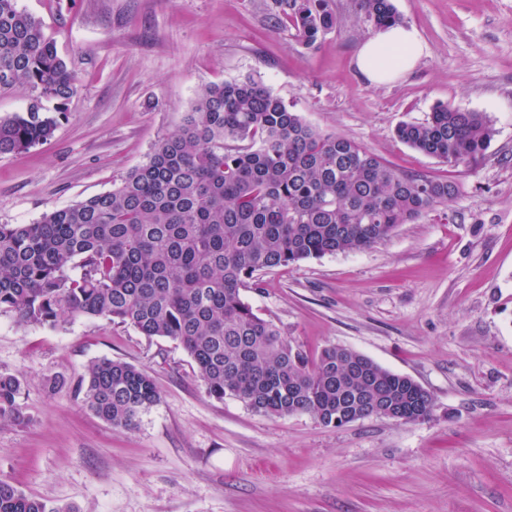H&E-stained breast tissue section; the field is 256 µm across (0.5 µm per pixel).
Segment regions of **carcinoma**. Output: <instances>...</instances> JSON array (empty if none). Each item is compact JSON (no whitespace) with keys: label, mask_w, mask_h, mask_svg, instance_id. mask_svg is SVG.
I'll return each mask as SVG.
<instances>
[{"label":"carcinoma","mask_w":512,"mask_h":512,"mask_svg":"<svg viewBox=\"0 0 512 512\" xmlns=\"http://www.w3.org/2000/svg\"><path fill=\"white\" fill-rule=\"evenodd\" d=\"M311 46L333 29L324 0H275ZM372 30L402 24L393 0H355ZM24 87L23 114L0 117V154L48 140L47 101L78 90L39 19L0 0V94ZM397 137L452 168L469 170L494 135L490 119L436 105ZM456 182L402 170L339 134H324L262 81L200 89L180 129L160 139L120 185L46 212L32 224H0V313L21 325L61 327L105 318L147 338H168L195 362L207 394L255 413L307 414L339 428L369 417L427 419L432 397L408 376L341 346L316 356L260 317L243 291L257 276L313 258L361 251L448 206ZM69 385L95 415L133 429L159 401L151 376L103 358ZM20 380L0 372V423L26 421ZM0 512H79L0 481Z\"/></svg>","instance_id":"cac0c4a2"}]
</instances>
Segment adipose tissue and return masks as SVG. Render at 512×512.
Listing matches in <instances>:
<instances>
[{
  "mask_svg": "<svg viewBox=\"0 0 512 512\" xmlns=\"http://www.w3.org/2000/svg\"><path fill=\"white\" fill-rule=\"evenodd\" d=\"M423 51L413 30L394 26L361 45L357 65L371 83L381 84L411 70Z\"/></svg>",
  "mask_w": 512,
  "mask_h": 512,
  "instance_id": "1",
  "label": "adipose tissue"
}]
</instances>
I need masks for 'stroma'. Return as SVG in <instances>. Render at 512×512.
<instances>
[{
	"label": "stroma",
	"instance_id": "stroma-1",
	"mask_svg": "<svg viewBox=\"0 0 512 512\" xmlns=\"http://www.w3.org/2000/svg\"><path fill=\"white\" fill-rule=\"evenodd\" d=\"M305 46L274 0H19L79 77L47 141L0 155V224L118 186L174 132L205 85L254 77L310 125L459 185L447 210L375 246L261 276L244 296L318 356L338 345L408 376L430 418L341 428L209 397L187 352L103 318L21 326L0 314V371L26 424L0 426V480L80 512H512V0H394L424 53L375 85L354 0ZM438 104L483 112L485 157L458 171L412 149L399 122ZM148 372L160 399L136 428L98 418L54 375L94 360Z\"/></svg>",
	"mask_w": 512,
	"mask_h": 512
}]
</instances>
